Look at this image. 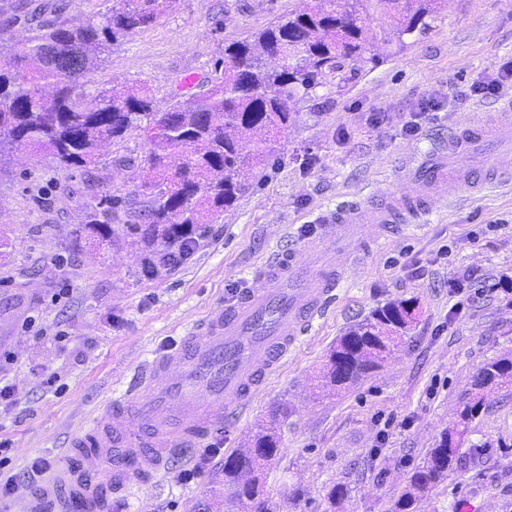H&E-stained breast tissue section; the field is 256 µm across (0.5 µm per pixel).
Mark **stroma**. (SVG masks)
Segmentation results:
<instances>
[{"mask_svg": "<svg viewBox=\"0 0 512 512\" xmlns=\"http://www.w3.org/2000/svg\"><path fill=\"white\" fill-rule=\"evenodd\" d=\"M30 17L58 9L70 24H96L112 0H22ZM303 0H178L158 23L115 42L87 79L88 98L114 86L148 87L156 109L175 92L199 94L225 46L303 9ZM369 45L378 64H345L297 97L281 155L246 177L247 191L207 225L178 266L146 271L142 245L121 223L94 239L86 216L110 195L131 193L145 176L151 146L133 131L107 147L91 174L60 170L28 146L0 177V437L9 460L0 480L19 477L0 512L36 503L38 483L20 475L38 458L77 468L110 486L90 454L69 457L76 432L123 400L138 367L170 351L235 290L255 286L257 266L276 251L328 236L320 216L341 203L383 205L414 155L449 133L496 116L512 89L464 101L455 89L486 80L512 58V0H438L423 33L398 36L391 7L372 6ZM441 97L438 112L421 113ZM419 121L418 135L405 133ZM135 158L116 167L114 154ZM512 183L432 202L420 223L370 241L360 266L281 368L254 394L249 411L168 471L112 490L109 512H224L225 458L271 409L287 404L285 449L267 478L280 512H392L441 432L451 425L488 361L512 354ZM418 303V319L395 358L357 385L323 394L315 377L330 346L351 324L392 300ZM512 512V385L497 390L469 426L459 458L418 512Z\"/></svg>", "mask_w": 512, "mask_h": 512, "instance_id": "obj_1", "label": "stroma"}]
</instances>
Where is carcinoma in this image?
<instances>
[{"instance_id":"1","label":"carcinoma","mask_w":512,"mask_h":512,"mask_svg":"<svg viewBox=\"0 0 512 512\" xmlns=\"http://www.w3.org/2000/svg\"><path fill=\"white\" fill-rule=\"evenodd\" d=\"M373 1L394 4L401 36L426 30V18L435 12V0H408L403 6L395 0H309L305 9L225 46L210 88L163 112L155 110L147 88L113 90L92 103L83 86L96 67L94 52L157 22L177 0H112L111 10L95 25L73 27L59 17L43 21L0 65V169L26 145L48 151L63 171L89 174L102 145L141 131L153 146L145 179L129 197L105 199L107 207L91 213L85 227L119 223L121 213L139 202L146 225L129 228L166 248L163 254L145 252L144 267L154 270L171 257L183 260L190 254L187 245L195 242L194 231L245 193V170L278 156V134L288 126L295 97L323 84L345 60L375 61L365 56ZM276 43L282 56L271 59L266 49ZM415 308L411 300L388 302L345 330L322 364L324 385L349 387L379 369L412 330ZM480 372L475 392L414 469L394 512H415L418 501L448 476L470 422L488 396L512 380V357L493 359ZM287 418L283 405L257 425L250 444L227 456L224 512H274L266 468L280 454Z\"/></svg>"}]
</instances>
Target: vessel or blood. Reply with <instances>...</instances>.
I'll return each instance as SVG.
<instances>
[{
    "label": "vessel or blood",
    "instance_id": "obj_1",
    "mask_svg": "<svg viewBox=\"0 0 512 512\" xmlns=\"http://www.w3.org/2000/svg\"><path fill=\"white\" fill-rule=\"evenodd\" d=\"M511 129L512 100L501 107L499 120L453 134L405 167L404 178L415 193L390 196L384 208L337 206L325 217L331 242L317 238L302 252L275 255L262 267L258 287L211 310L202 335L182 337L177 349L155 358L135 381L130 398L110 406L74 438L72 453L113 458V484L121 487L140 473L160 470L177 449L197 447L226 421L240 419L253 388L278 371L290 348L330 308L358 261L356 245L367 229H383L398 215L420 221L427 198L466 186L464 162L474 150L486 153L489 182L512 179V153L499 148ZM134 419L153 421L154 433L129 434ZM41 497L53 512H106L108 507L103 486L69 468L42 489Z\"/></svg>",
    "mask_w": 512,
    "mask_h": 512
}]
</instances>
